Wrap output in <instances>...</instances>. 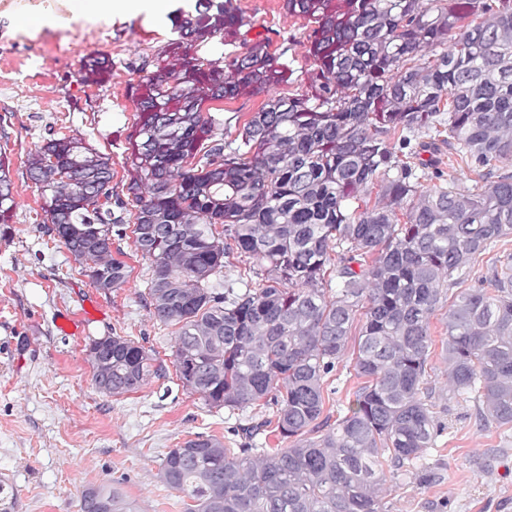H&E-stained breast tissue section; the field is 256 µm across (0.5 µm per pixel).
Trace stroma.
Instances as JSON below:
<instances>
[{
	"mask_svg": "<svg viewBox=\"0 0 512 512\" xmlns=\"http://www.w3.org/2000/svg\"><path fill=\"white\" fill-rule=\"evenodd\" d=\"M252 34L270 37V49L292 61L295 83L281 94L306 89L308 61L299 43L305 20L288 16L283 0H238ZM38 14V27L22 32L13 14ZM166 17L149 0L134 14L98 16L73 0H0V145L10 160L17 207L0 224V479L16 492L14 512H80L84 489L111 485L138 512H184V494L159 478L170 448L195 434L214 435L229 448L242 440L247 412L209 408L180 385L173 364L175 329L149 306L150 263L133 234L120 243L130 273L126 284L101 298L104 313L79 336H62L58 311L83 314L82 297L94 290L65 246L39 228L44 202L22 172L29 152L61 132L75 135L112 162V181L127 177L126 136L136 117L128 85L147 71V59L170 37ZM112 62L106 85L79 78L83 56ZM257 94L217 101L224 137L259 111ZM447 305L430 318L433 339L428 387L444 429L426 454L435 481L414 478L385 485L388 512H512V426L480 425L477 404L448 392ZM117 334L151 349L166 369L140 391L103 396L86 360L90 339ZM344 358L324 385V408L343 414L360 381Z\"/></svg>",
	"mask_w": 512,
	"mask_h": 512,
	"instance_id": "35a3bbf8",
	"label": "stroma"
}]
</instances>
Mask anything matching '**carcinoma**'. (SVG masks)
Wrapping results in <instances>:
<instances>
[{"label":"carcinoma","mask_w":512,"mask_h":512,"mask_svg":"<svg viewBox=\"0 0 512 512\" xmlns=\"http://www.w3.org/2000/svg\"><path fill=\"white\" fill-rule=\"evenodd\" d=\"M307 20L308 86L271 96L224 140L206 103L292 81L294 69L247 38L237 0H195L172 15L176 37L131 85L128 176L60 134L27 156L45 233L93 286L122 287L112 247L133 225L151 263L154 316L178 327L184 390L212 409L272 410L227 448L197 434L170 449L160 478L191 500L185 512H388L380 493L409 474L443 431L429 403L430 317L454 275L512 235V0H284ZM470 16L479 23L467 21ZM219 39L229 50L200 55ZM105 57L80 68L102 84ZM463 164L437 173L439 156ZM428 158H423V155ZM479 176L469 187L465 172ZM438 182L429 184V181ZM371 206H350L373 184ZM15 207L0 154V224ZM406 222L399 223L398 211ZM222 230H217V226ZM233 250L256 261L258 287L220 290L211 278ZM493 292L459 291L448 306L452 393L472 394L486 424L512 425V254L491 268ZM360 322L347 411L324 412V382ZM101 394L133 393L166 368L124 336L85 348ZM269 428L286 448H254ZM16 494L0 480V512ZM80 512H136L112 486L87 488Z\"/></svg>","instance_id":"carcinoma-1"}]
</instances>
